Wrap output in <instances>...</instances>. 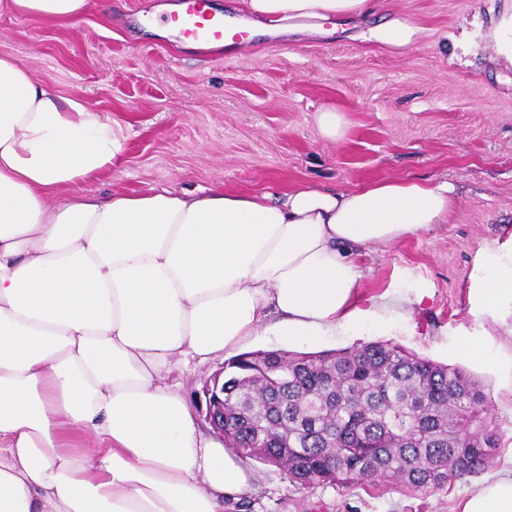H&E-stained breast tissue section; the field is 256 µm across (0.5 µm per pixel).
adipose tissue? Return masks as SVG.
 Masks as SVG:
<instances>
[{"label":"adipose tissue","instance_id":"adipose-tissue-1","mask_svg":"<svg viewBox=\"0 0 512 512\" xmlns=\"http://www.w3.org/2000/svg\"><path fill=\"white\" fill-rule=\"evenodd\" d=\"M73 21L89 0H0ZM276 22L358 20L373 0H241ZM119 124L0 55V512H227L250 481L203 441L173 364L400 316L430 288L401 275L363 301L358 256L445 221L456 187L242 194L57 193L112 168ZM471 311L512 308V247L481 258ZM458 512H512V469Z\"/></svg>","mask_w":512,"mask_h":512}]
</instances>
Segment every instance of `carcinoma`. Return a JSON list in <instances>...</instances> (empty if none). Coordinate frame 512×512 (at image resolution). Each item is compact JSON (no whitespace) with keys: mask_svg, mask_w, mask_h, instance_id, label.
I'll use <instances>...</instances> for the list:
<instances>
[{"mask_svg":"<svg viewBox=\"0 0 512 512\" xmlns=\"http://www.w3.org/2000/svg\"><path fill=\"white\" fill-rule=\"evenodd\" d=\"M482 381L388 341L224 362V447L299 488L442 489L479 476L500 443Z\"/></svg>","mask_w":512,"mask_h":512,"instance_id":"1","label":"carcinoma"}]
</instances>
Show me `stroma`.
Here are the masks:
<instances>
[{
  "mask_svg": "<svg viewBox=\"0 0 512 512\" xmlns=\"http://www.w3.org/2000/svg\"><path fill=\"white\" fill-rule=\"evenodd\" d=\"M178 0H90L76 23L0 11V55L64 97H80L120 123V164L69 188L145 194L222 187L240 193L298 187L356 188L383 179H448L458 197L442 224L371 249L361 260L366 295L405 272L432 290L405 318L287 343L267 327L244 351L319 352L390 341L480 378L500 452L512 466V311L475 316L468 294L479 259L512 238V65L485 33L504 0H379L362 22L335 20L311 35L250 25L249 41L200 50L159 33ZM415 23V45L395 49L371 28L391 17ZM344 112L345 136H321L316 115ZM471 337L496 355L458 350ZM246 504L231 512H456L483 477L411 493L316 485L299 489L277 468L244 463Z\"/></svg>",
  "mask_w": 512,
  "mask_h": 512,
  "instance_id": "35a3bbf8",
  "label": "stroma"
}]
</instances>
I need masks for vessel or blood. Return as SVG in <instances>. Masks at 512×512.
<instances>
[{
  "mask_svg": "<svg viewBox=\"0 0 512 512\" xmlns=\"http://www.w3.org/2000/svg\"><path fill=\"white\" fill-rule=\"evenodd\" d=\"M177 42L193 46H233L247 37L230 16L215 12L210 0H180V8L166 16Z\"/></svg>",
  "mask_w": 512,
  "mask_h": 512,
  "instance_id": "b4317fda",
  "label": "vessel or blood"
}]
</instances>
